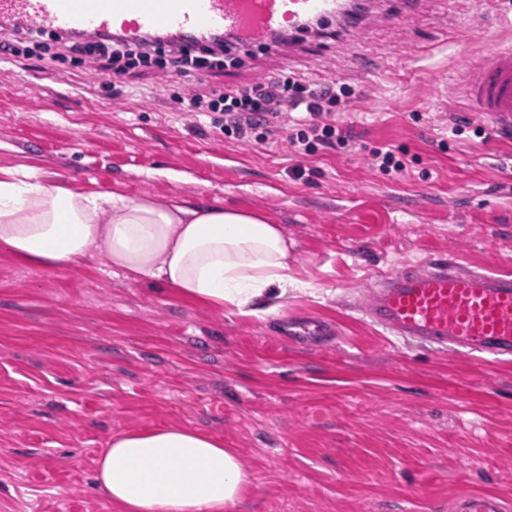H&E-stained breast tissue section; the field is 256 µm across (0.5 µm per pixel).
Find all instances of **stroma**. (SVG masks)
<instances>
[{"label":"stroma","instance_id":"obj_1","mask_svg":"<svg viewBox=\"0 0 512 512\" xmlns=\"http://www.w3.org/2000/svg\"><path fill=\"white\" fill-rule=\"evenodd\" d=\"M282 52L196 81L256 84L283 68L352 86L351 148L296 159L174 114L177 80L112 65L0 67V167L76 191L202 199L266 214L310 288L237 316L127 277L98 256L31 268L0 251V512H116L95 480L113 434L204 430L249 476L239 512H454L470 491L512 512V360L431 349L366 316L372 283L435 258L512 272V135L469 111L466 69L512 43V0H372ZM392 149L398 178L368 164ZM313 317L326 343L279 340Z\"/></svg>","mask_w":512,"mask_h":512}]
</instances>
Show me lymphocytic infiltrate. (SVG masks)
Instances as JSON below:
<instances>
[{
	"label": "lymphocytic infiltrate",
	"mask_w": 512,
	"mask_h": 512,
	"mask_svg": "<svg viewBox=\"0 0 512 512\" xmlns=\"http://www.w3.org/2000/svg\"><path fill=\"white\" fill-rule=\"evenodd\" d=\"M37 49L49 53L58 62L71 54L81 55L88 62L107 54L112 58L114 74L123 75L131 69L152 65L187 82L223 67L231 58L230 48L220 43L207 46L202 54L190 56L180 42L162 38L130 43L106 36L90 44L56 35L22 36L10 32L0 37L1 61L27 57ZM351 93V87L346 84L315 83L305 76L286 72L268 82L239 86L228 93L176 92L171 96L170 108L175 112L221 115L225 137L257 144L283 138L291 152L305 157L322 147L348 146L350 135L339 121L336 108ZM286 103L303 109V118L286 124L280 112Z\"/></svg>",
	"instance_id": "1"
}]
</instances>
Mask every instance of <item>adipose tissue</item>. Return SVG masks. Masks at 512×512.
I'll use <instances>...</instances> for the list:
<instances>
[{
	"mask_svg": "<svg viewBox=\"0 0 512 512\" xmlns=\"http://www.w3.org/2000/svg\"><path fill=\"white\" fill-rule=\"evenodd\" d=\"M290 246L284 228L260 213L79 192L28 166L0 168V248L29 265L78 267L97 249L129 277L253 315L303 288ZM95 480L119 512H237L248 485L223 439L175 425L113 436Z\"/></svg>",
	"mask_w": 512,
	"mask_h": 512,
	"instance_id": "obj_1",
	"label": "adipose tissue"
}]
</instances>
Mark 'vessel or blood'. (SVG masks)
Instances as JSON below:
<instances>
[{
  "label": "vessel or blood",
  "instance_id": "1",
  "mask_svg": "<svg viewBox=\"0 0 512 512\" xmlns=\"http://www.w3.org/2000/svg\"><path fill=\"white\" fill-rule=\"evenodd\" d=\"M341 7L342 0H0V24L88 42L108 34L137 41L161 32L190 48L218 32L253 46L294 33L307 18L338 16ZM464 88L473 111L489 117L497 130L512 129L511 46H498L487 62L469 68ZM365 312L391 334L421 345L512 357L508 273H478L438 260L380 279ZM326 334L317 320L282 325L283 337L298 347L317 344ZM457 512H503V505L493 494L475 492L459 500Z\"/></svg>",
  "mask_w": 512,
  "mask_h": 512
}]
</instances>
